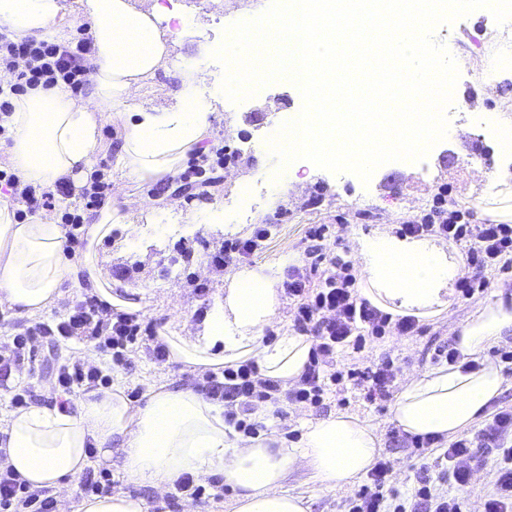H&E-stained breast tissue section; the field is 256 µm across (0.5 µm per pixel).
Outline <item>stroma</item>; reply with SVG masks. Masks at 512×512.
I'll return each instance as SVG.
<instances>
[{
	"mask_svg": "<svg viewBox=\"0 0 512 512\" xmlns=\"http://www.w3.org/2000/svg\"><path fill=\"white\" fill-rule=\"evenodd\" d=\"M508 0H472L469 11L444 9L437 21L429 24L425 36L432 52L429 65L450 71L453 85L449 97L468 99L469 88H476L469 112H446L442 123L450 135L423 154L406 151L373 162L368 171L336 163L323 165L307 156L294 157V165L309 170L311 177L299 191L289 192L286 201L275 210L267 203L273 189L286 184L288 174L280 161L268 151L294 109L293 89L277 76L280 59H273L272 69L249 80L245 89L228 93L210 115L213 147L236 150L242 162L221 169L218 182L210 187L206 198L183 196L181 214L167 222L151 213H134L133 220L143 229L146 259H139L133 248L124 243L122 225H114L111 235L97 248L96 269L102 281L119 279L141 293L148 310L142 325L150 330L176 323V310H183L198 322L218 296L224 293V275L210 264L209 254L223 244L224 231L238 228L240 237H250L262 218H270L274 230L257 257L260 265L279 262L287 256L304 259V240L314 224H332L343 220L339 235L328 237L327 252L355 258L359 239L374 234L382 225L399 227L428 210L440 187H447L450 197L470 206L473 223H483V209L498 206L506 188L500 185L496 171L502 153L490 130L491 125L512 128V79L491 85L465 79L461 64L448 55L449 43L460 44L471 68L484 62L496 31L498 11ZM280 0H171L170 10L176 18L170 58L189 61L214 75H222L231 64L225 49V36L233 29H244L256 18L271 19L279 14ZM335 100L342 107L338 122L351 121L355 114L372 117V100L367 84L361 82L357 64L337 75ZM482 149H475V141ZM479 155V164L469 166L465 160ZM193 254H186V247ZM488 290L470 301H452L443 318L427 322L423 335L413 338H388L380 352L396 357L401 368L398 385L433 368V353L439 345L453 342L456 329L465 320L493 303L499 284L512 285V272L489 275ZM203 284L205 293L195 291ZM88 346L76 340L60 341L54 346L39 347L34 352V369L23 380L35 392L54 382L58 363L78 359ZM99 366L109 369L113 382L124 386L133 403H141L149 384L172 388L182 386L187 373L173 362L162 364L150 360L145 352L135 354L130 365L112 363L106 353H97ZM394 401L367 403L358 391L328 395L317 408H295L285 420L271 419L268 429L286 435L302 430L307 418H322L341 412L354 414L373 426L381 440L380 453L393 463L392 482L400 490L415 484V474L422 460L411 454L402 442V429L394 420ZM494 449H479L472 462L469 486L460 488L459 498L474 502L493 490ZM284 486L302 498L306 512H340L343 499L353 496V488H329L321 484L311 469L300 467L288 473Z\"/></svg>",
	"mask_w": 512,
	"mask_h": 512,
	"instance_id": "1",
	"label": "stroma"
}]
</instances>
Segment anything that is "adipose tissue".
<instances>
[{
	"label": "adipose tissue",
	"mask_w": 512,
	"mask_h": 512,
	"mask_svg": "<svg viewBox=\"0 0 512 512\" xmlns=\"http://www.w3.org/2000/svg\"><path fill=\"white\" fill-rule=\"evenodd\" d=\"M78 5L94 49L87 97L75 101L60 84L13 97L12 112L0 114V126L11 139L9 161L17 185L16 190L0 191V309L20 320L84 292L126 313L144 306L128 299L123 282L98 279L92 253L80 258L65 254V229L56 213L43 211L30 221H17L19 189L48 187L61 178L72 179L78 188L87 186L104 122L121 124L116 167L121 179L136 183L140 193L135 200L103 206L88 224L86 238L96 244L120 224L126 241L134 243L141 228L131 218L132 209L150 208L154 187L176 176L210 130L212 106L197 96L210 75L198 66L180 69L176 108H155L139 98L143 83L166 67L169 57L155 13L136 10L130 0H78ZM408 5L409 0H381L367 37L353 42L355 52L369 59L371 98L381 113L390 111L392 102L386 83L375 76L373 48L384 46L406 60L423 59L430 52L427 40L393 26L394 16L405 14ZM64 16L62 0H0V26L15 40L64 38ZM249 30L246 36L234 32L227 44L232 59L224 73L228 87L262 73L280 51L293 55L284 77L295 87V110L272 145L281 162L302 152L325 163L363 168L379 155L434 136L435 119L426 108L399 130L353 125L350 132L364 152H346L343 139L334 134L332 108L317 96L320 76L305 68L310 59L333 69L340 66L322 20L306 0H289L277 18L255 20ZM357 254L362 266L358 293L372 305L395 316L433 322L447 311L461 266L452 245L429 235L402 237L385 226L360 239ZM280 271L276 263L229 273L223 297L200 323L186 321L159 332L157 339L167 346L171 360L198 375L218 374L225 365L253 359L266 377L291 386L305 369L311 342L288 331L272 342L264 340L282 306ZM510 328L512 299L498 298L469 317L455 337L464 363L434 367L412 378L396 399L398 426L411 435L449 437L474 423L504 385L500 367L484 352ZM0 450L6 453V465L35 489H62L80 477L94 453L102 461L119 458L126 482L149 485L161 497L183 474L220 476L237 491L234 512H305L303 500L283 487L290 469L305 465L325 486H352L374 462L380 438L365 421L332 414L306 420L299 444L289 447L273 430L255 437L232 433L224 424L223 406L193 388L156 386L136 405L123 388L112 386L89 390L68 405L55 399L13 411L0 426ZM56 508L149 512L145 499L122 490L86 499L75 511L63 496Z\"/></svg>",
	"instance_id": "ef3b65f1"
}]
</instances>
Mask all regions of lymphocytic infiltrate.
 Here are the masks:
<instances>
[{
	"label": "lymphocytic infiltrate",
	"instance_id": "lymphocytic-infiltrate-1",
	"mask_svg": "<svg viewBox=\"0 0 512 512\" xmlns=\"http://www.w3.org/2000/svg\"><path fill=\"white\" fill-rule=\"evenodd\" d=\"M91 51L89 39L64 43L25 39L12 41L0 33V69L12 73L8 90L0 89V112L13 109L11 96L57 85H65L73 97H81L89 82L85 60ZM112 195V184L94 176L82 192V209L64 215L67 246L78 242L77 230L83 214L100 208ZM330 232L319 224L308 232L303 266L293 268L285 283V293L293 306V327L309 336V361L291 388H283L263 376L256 361L225 366L221 374L204 373L194 389L207 399L224 405V422L235 432L252 437L264 430L255 418L256 408L272 405L276 414L285 407H319L325 395L353 388L367 401L389 397L396 378L395 362L385 355L373 360L369 352L384 337H412L422 328L415 318L392 317L357 294L358 271L352 260L326 254L322 246ZM399 235H433L464 246L468 272L457 282L461 301L471 300L489 286L492 271L512 270V224H475L468 208L449 203L447 189H439L429 212L401 225ZM271 236L269 220H262L248 238H232L211 255V264L224 270L231 262L259 253ZM319 286H312V276ZM75 339L94 343L97 350L112 354L116 366L127 365L143 340L137 315L118 312L88 297L78 303L67 319L51 326L40 324L17 334L9 357L0 356V376L12 366L32 359L36 344L55 339ZM110 377L96 364L76 361L61 363L55 374L57 387L72 394L108 384ZM491 442L497 451L495 480L491 494L476 502L472 512H512V407L495 409L476 438L460 436L448 441L439 435H406L409 447L432 458L437 477L417 476L412 494H402L391 484L392 462L377 460L354 496L342 502L344 512H462L460 501L449 495V485L466 486L470 481L469 462L478 441ZM53 499L46 490H34L12 468L0 466V512H51Z\"/></svg>",
	"mask_w": 512,
	"mask_h": 512
}]
</instances>
